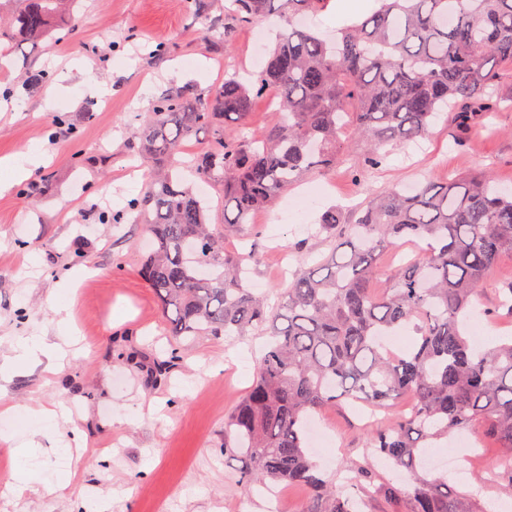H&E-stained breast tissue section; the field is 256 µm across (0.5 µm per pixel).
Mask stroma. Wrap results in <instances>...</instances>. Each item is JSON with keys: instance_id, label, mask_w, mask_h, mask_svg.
<instances>
[{"instance_id": "35a3bbf8", "label": "stroma", "mask_w": 512, "mask_h": 512, "mask_svg": "<svg viewBox=\"0 0 512 512\" xmlns=\"http://www.w3.org/2000/svg\"><path fill=\"white\" fill-rule=\"evenodd\" d=\"M253 30L234 28L225 54L201 33L184 0H82L66 40L22 44L0 69V86L16 90L12 109L0 114V157L33 143L44 154L30 180L0 195V359L29 336L58 340L53 308L63 278L81 267L93 271L71 295L78 342L61 370L16 378L0 392V410H15L10 440L0 439V512H267L260 492L239 483L241 461L224 452V416L252 384L264 337L200 336L185 344L166 336L140 272L151 242L140 227L112 222L145 186L128 150L131 128L169 87L207 94L236 67L263 66L265 56L253 54ZM158 42L170 47L159 63L151 57ZM75 58L85 60V72L59 81ZM501 70L500 107L471 130L439 115L428 139L393 147L366 181L343 167L315 172L255 211L248 234L226 240L228 250L259 251L251 284L277 298L300 259L319 258V216L360 203L367 189L408 184L424 173L487 170L497 186L512 190V66ZM41 72L51 74L55 97L29 87ZM108 82L115 88L109 105L89 101V85ZM58 112L71 132L48 131ZM44 178L49 189L29 193L31 182ZM508 281L506 254L480 295L483 321L467 326L472 344L512 339V313L497 301ZM155 358L169 363L157 380L144 367ZM50 403L68 414L57 427L62 447H31L24 413ZM319 419L324 436L314 458L339 484L369 425L355 405L328 408ZM428 453L454 454L464 466L466 478L448 479L464 512H512V499L479 482L495 460L493 442L482 438L469 449L452 435Z\"/></svg>"}]
</instances>
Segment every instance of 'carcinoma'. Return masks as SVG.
I'll use <instances>...</instances> for the list:
<instances>
[{
  "mask_svg": "<svg viewBox=\"0 0 512 512\" xmlns=\"http://www.w3.org/2000/svg\"><path fill=\"white\" fill-rule=\"evenodd\" d=\"M0 14L4 52L38 42L80 0H20ZM328 0H233L224 31L274 15L280 30L263 68L248 80L224 74L204 96L172 86L132 134L146 187L114 224H139L150 251L141 271L175 339L269 337L255 379L224 417V453L245 467L247 486L297 485L301 512H360L380 459L406 470L403 512H460L448 478L426 473L428 441L478 429L498 448L495 484L512 497V339L477 350L466 336L473 304L493 263L512 254V195L490 172L431 177L411 194L369 193L345 212L330 209L316 235L327 249L302 262L272 305L248 287L256 250L229 252L250 215L313 171L378 168L386 148L428 135L447 107L464 128L491 106L497 63H512V0H379L377 11L329 43L296 22ZM204 33L218 27L208 0H185ZM276 98L275 119L247 132L255 97ZM200 131L209 145L188 156ZM217 184L224 227L208 223L205 201L181 176ZM404 240L428 250L385 273L382 259ZM387 276L377 291L375 280ZM414 324L420 340L394 355L381 341ZM411 413L371 427L365 465L336 491L306 451V420L340 401Z\"/></svg>",
  "mask_w": 512,
  "mask_h": 512,
  "instance_id": "carcinoma-1",
  "label": "carcinoma"
}]
</instances>
